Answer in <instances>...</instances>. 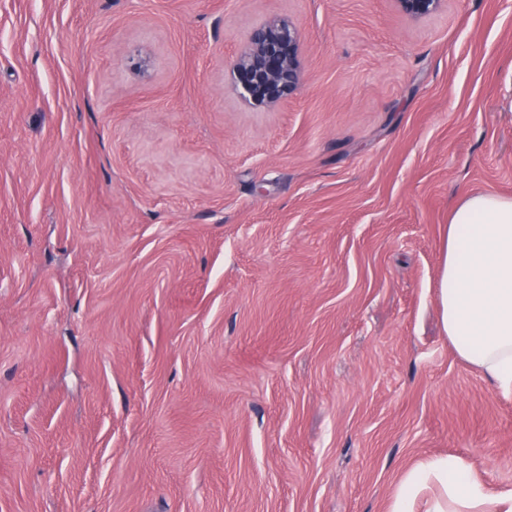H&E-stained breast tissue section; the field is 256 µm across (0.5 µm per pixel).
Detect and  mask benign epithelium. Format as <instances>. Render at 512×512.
Segmentation results:
<instances>
[{
    "label": "benign epithelium",
    "mask_w": 512,
    "mask_h": 512,
    "mask_svg": "<svg viewBox=\"0 0 512 512\" xmlns=\"http://www.w3.org/2000/svg\"><path fill=\"white\" fill-rule=\"evenodd\" d=\"M398 9L411 18H425L441 7L443 0H395ZM300 31L292 22L275 18L257 28L233 66V79L249 100L276 106L299 86Z\"/></svg>",
    "instance_id": "benign-epithelium-1"
}]
</instances>
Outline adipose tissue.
<instances>
[{
  "label": "adipose tissue",
  "instance_id": "1",
  "mask_svg": "<svg viewBox=\"0 0 512 512\" xmlns=\"http://www.w3.org/2000/svg\"><path fill=\"white\" fill-rule=\"evenodd\" d=\"M438 304L456 354L512 395V198L476 192L448 216ZM391 512H512V491L489 493L472 465L430 457L400 478Z\"/></svg>",
  "mask_w": 512,
  "mask_h": 512
}]
</instances>
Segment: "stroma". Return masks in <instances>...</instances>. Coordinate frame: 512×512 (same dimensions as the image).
Segmentation results:
<instances>
[{"label":"stroma","instance_id":"35a3bbf8","mask_svg":"<svg viewBox=\"0 0 512 512\" xmlns=\"http://www.w3.org/2000/svg\"><path fill=\"white\" fill-rule=\"evenodd\" d=\"M273 18L300 86L245 100ZM512 197V0H0V512H389L512 489L442 330L448 214ZM398 9L411 18H425L439 11L443 0H395ZM300 31L275 18L257 28L233 66V79L249 100L276 106L299 86ZM390 512H512V491L489 493L460 457H430L400 478Z\"/></svg>","mask_w":512,"mask_h":512}]
</instances>
